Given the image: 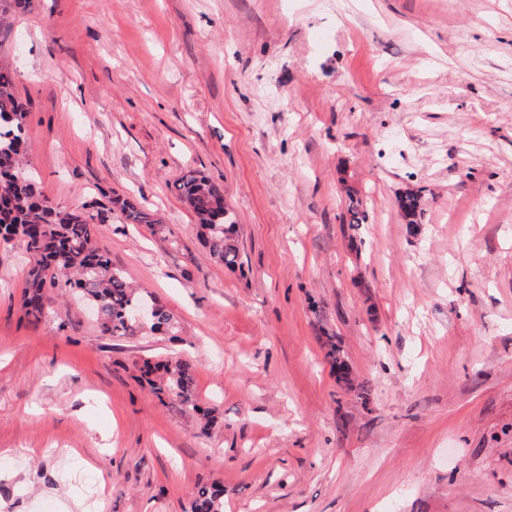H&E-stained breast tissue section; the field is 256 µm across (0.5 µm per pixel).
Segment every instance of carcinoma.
<instances>
[{
	"label": "carcinoma",
	"mask_w": 512,
	"mask_h": 512,
	"mask_svg": "<svg viewBox=\"0 0 512 512\" xmlns=\"http://www.w3.org/2000/svg\"><path fill=\"white\" fill-rule=\"evenodd\" d=\"M30 0H0V27L16 13L27 9ZM27 112L14 89L10 69L0 65V244L19 243L34 265L29 272L21 305L27 316L40 321L52 307L48 288L62 295L75 287L87 305L95 309V319L104 336L129 337L142 333L166 334L175 330L173 316L157 304L154 319L136 323L129 319L132 309L153 303L151 293L134 287L125 273L114 266L108 253L97 245L98 224L105 210L97 213H66L51 204L25 168L24 128ZM179 197L194 214L204 231L213 259L228 270L241 266L235 237L236 224L224 207V191L194 170L176 184ZM349 204L342 221L351 226L365 224L368 213L358 192L346 189ZM406 223L416 224L422 213L420 191L407 189L398 200ZM121 213L127 224H158L154 213L127 201ZM325 357L336 369L338 379L348 380V367L336 337L325 334ZM140 377L163 405L179 404L202 415V431L218 423L212 410H203L193 400L194 364L190 359L171 356L143 360ZM224 486L204 482L197 487L191 512H223Z\"/></svg>",
	"instance_id": "cac0c4a2"
}]
</instances>
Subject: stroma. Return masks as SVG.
<instances>
[{"label": "stroma", "mask_w": 512, "mask_h": 512, "mask_svg": "<svg viewBox=\"0 0 512 512\" xmlns=\"http://www.w3.org/2000/svg\"><path fill=\"white\" fill-rule=\"evenodd\" d=\"M0 62L45 197L166 225L116 209L97 243L177 322L108 337L69 297L31 323L0 246V512H187L212 480L224 512H512V0H31ZM156 356L193 360L209 434L138 381ZM176 187L180 199L204 231L211 257L228 270L240 268L236 224L224 207V191L194 170L185 173ZM346 192L349 204L342 216L343 223L350 224L352 227L367 223L368 213L363 201L358 196V192L353 188H347ZM399 208L406 224H419L418 218L422 213V196L419 190L406 189L399 197ZM120 210L123 215L125 223L149 224L150 226H155L156 224H159V221L157 218H155L154 213L151 210L146 209L144 207H138L132 203L123 201ZM323 347L325 348V357L336 369L338 379L348 381V367L341 355V346L336 342V336L330 335L329 333L325 334Z\"/></svg>", "instance_id": "stroma-1"}]
</instances>
